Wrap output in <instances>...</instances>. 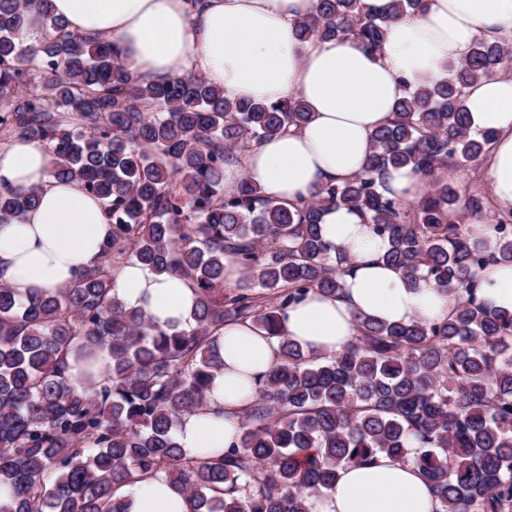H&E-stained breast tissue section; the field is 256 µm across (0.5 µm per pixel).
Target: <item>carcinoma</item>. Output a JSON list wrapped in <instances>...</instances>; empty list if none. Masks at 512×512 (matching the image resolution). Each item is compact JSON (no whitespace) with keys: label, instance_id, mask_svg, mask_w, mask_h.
<instances>
[{"label":"carcinoma","instance_id":"carcinoma-1","mask_svg":"<svg viewBox=\"0 0 512 512\" xmlns=\"http://www.w3.org/2000/svg\"><path fill=\"white\" fill-rule=\"evenodd\" d=\"M51 2L0 0V130L45 141L53 176L104 202L112 239L56 294L23 301L0 284V483L13 493L0 512H126L117 490L160 476L191 512H309L308 491L378 453L413 460L442 512H512V312L475 295L488 262H512V212L495 215L490 245L463 221L486 202L448 178L493 140L472 133L463 99L502 73L512 42L481 38L442 79L417 83L375 133L362 171L290 207L246 176L225 189L224 168L306 123L301 100L230 98L205 77L139 81L118 44L72 29ZM418 3L393 0L378 15L361 0H320L296 35L354 36L378 51ZM34 18L51 35L27 46ZM390 166L411 168L429 190L411 203L388 197L380 174ZM37 200L35 190L1 191L0 223L21 220ZM337 207L389 240L384 260L410 284L452 292L448 316L360 318L354 341L333 355L279 335L289 305L341 289L350 258L331 255L320 234L322 213ZM130 263L190 284V329L160 328L112 296L114 272ZM227 263L242 277L226 288ZM246 322L277 338L280 362L242 411L231 450L189 457L177 425L206 406L224 326ZM101 345L111 358L101 379L71 384L69 357L88 363Z\"/></svg>","mask_w":512,"mask_h":512}]
</instances>
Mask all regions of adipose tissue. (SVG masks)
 Wrapping results in <instances>:
<instances>
[{"label":"adipose tissue","mask_w":512,"mask_h":512,"mask_svg":"<svg viewBox=\"0 0 512 512\" xmlns=\"http://www.w3.org/2000/svg\"><path fill=\"white\" fill-rule=\"evenodd\" d=\"M396 23L381 51L355 38L300 42L295 20L315 13L318 0H52L57 16L80 33L106 35L122 50L125 68L142 81L205 75L235 98L274 104L297 97L311 114L303 126L263 141L242 165L224 170L225 188L240 176L265 198L296 205L311 192L360 172L372 137L393 115L409 84L439 78L474 42L512 29V0H422ZM464 106L477 131L494 139L481 165L496 204L512 208V78L483 79L466 91ZM45 142L17 139L0 148V190H37L38 205L21 221L0 224V283L24 299L69 288L96 265L112 235L104 204L80 182L52 174ZM329 247L353 260L339 294L312 291L282 314L279 329L301 347L333 354L357 334L361 317L387 322L435 321L447 316L452 293L431 283L413 286L387 264L386 238L357 211L324 213ZM112 294L165 329L191 324L195 296L187 282L139 264L122 266ZM479 301L512 312V263L489 264L478 276ZM224 367L212 380L208 405L176 429L185 454L224 451L240 430L239 409L255 400L279 359L278 344L248 324L225 326L219 340ZM128 512H190L184 495L165 478L126 488ZM310 512H442L413 462L376 455L347 466L336 482L307 494Z\"/></svg>","instance_id":"adipose-tissue-1"}]
</instances>
